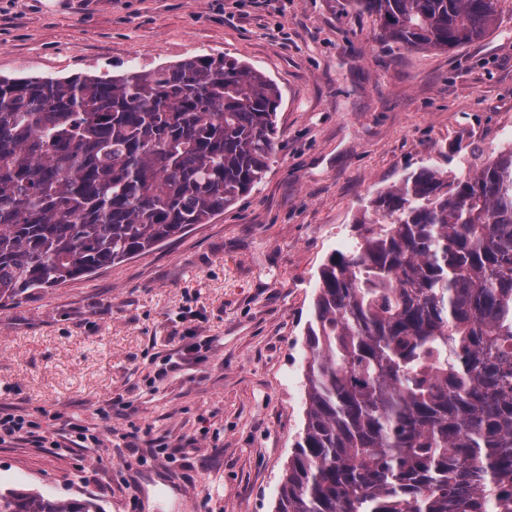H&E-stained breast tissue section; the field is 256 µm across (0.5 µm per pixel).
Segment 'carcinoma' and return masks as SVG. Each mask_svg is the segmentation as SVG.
Here are the masks:
<instances>
[{"instance_id": "cac0c4a2", "label": "carcinoma", "mask_w": 512, "mask_h": 512, "mask_svg": "<svg viewBox=\"0 0 512 512\" xmlns=\"http://www.w3.org/2000/svg\"><path fill=\"white\" fill-rule=\"evenodd\" d=\"M500 0H348L379 39L449 50ZM281 102L196 56L116 76L0 79V307L208 224L266 177ZM318 275L306 422L276 512H512V147L371 201ZM0 512H102L0 489Z\"/></svg>"}]
</instances>
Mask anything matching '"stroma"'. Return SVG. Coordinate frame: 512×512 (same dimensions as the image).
<instances>
[{"instance_id": "1", "label": "stroma", "mask_w": 512, "mask_h": 512, "mask_svg": "<svg viewBox=\"0 0 512 512\" xmlns=\"http://www.w3.org/2000/svg\"><path fill=\"white\" fill-rule=\"evenodd\" d=\"M344 0H0V77L119 75L229 55L278 85L265 179L224 214L89 279L0 308V410L99 447L0 445V487L104 512H275L304 424L318 272L377 193L432 167L464 177L512 147V0L462 49H406ZM189 312L187 323L179 314ZM201 359L147 385L184 333ZM178 447L129 464L130 446Z\"/></svg>"}]
</instances>
